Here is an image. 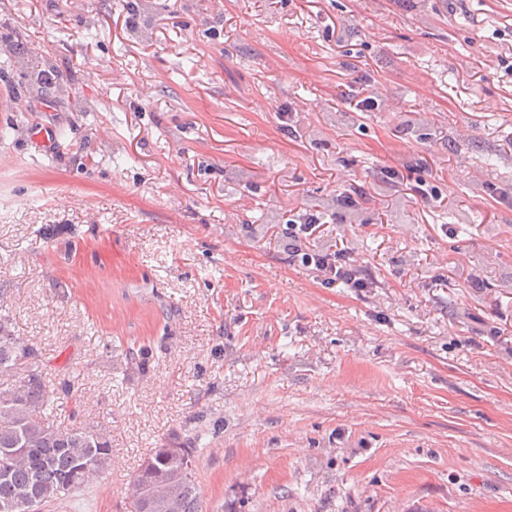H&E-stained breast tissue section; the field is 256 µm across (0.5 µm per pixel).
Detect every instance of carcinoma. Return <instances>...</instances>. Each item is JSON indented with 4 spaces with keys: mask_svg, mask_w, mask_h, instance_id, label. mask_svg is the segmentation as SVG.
Instances as JSON below:
<instances>
[{
    "mask_svg": "<svg viewBox=\"0 0 512 512\" xmlns=\"http://www.w3.org/2000/svg\"><path fill=\"white\" fill-rule=\"evenodd\" d=\"M47 360L34 345L16 335L13 320L0 314V512L34 499L41 508L61 502L112 466L110 430L73 424L62 430L44 418L59 395L74 400L79 376L67 368L54 388L47 380ZM128 512H204L193 449L164 443L152 449L132 482Z\"/></svg>",
    "mask_w": 512,
    "mask_h": 512,
    "instance_id": "carcinoma-1",
    "label": "carcinoma"
}]
</instances>
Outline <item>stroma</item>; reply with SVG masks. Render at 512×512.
<instances>
[{"label": "stroma", "mask_w": 512, "mask_h": 512, "mask_svg": "<svg viewBox=\"0 0 512 512\" xmlns=\"http://www.w3.org/2000/svg\"><path fill=\"white\" fill-rule=\"evenodd\" d=\"M511 186L512 0H0V312L112 436L43 512L167 441L207 512H512ZM300 220H288L286 224L288 249H292L295 256L301 255V262L306 267L313 266L321 274L322 283L326 285L344 284L350 288H370L368 278L363 277L362 271L349 262L344 249L336 250L333 253H307L302 252L300 245V234H306L310 225L323 224L321 218L316 214H303ZM300 223V224H298Z\"/></svg>", "instance_id": "stroma-1"}]
</instances>
